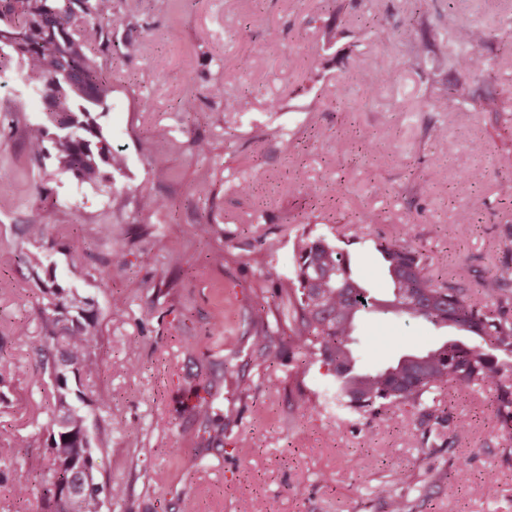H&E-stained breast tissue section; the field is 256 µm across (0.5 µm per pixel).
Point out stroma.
Masks as SVG:
<instances>
[{
    "label": "stroma",
    "instance_id": "stroma-1",
    "mask_svg": "<svg viewBox=\"0 0 512 512\" xmlns=\"http://www.w3.org/2000/svg\"><path fill=\"white\" fill-rule=\"evenodd\" d=\"M133 5L100 58L111 85L100 124L126 158L120 191L31 156L25 132L46 123L44 101L19 66L0 73V430L28 440L0 447V512H42L50 386L14 336L21 323L40 334L36 256L92 300L102 328V371L83 409L108 440L94 454L96 478L125 489L103 512H242L254 500L264 512H389L391 490L404 494L407 512H512V457L490 393L453 394L458 430L426 442L405 411L367 419L337 408L326 366L281 340L256 344L253 323L262 304L287 324L279 285L294 275L303 233L342 243L379 296L389 283L374 240L407 224L437 284L473 288L512 265V118L479 107L490 93L512 97V68L476 79L453 66L458 48L446 43L460 25L497 27L512 0H364L337 14L320 0ZM314 14L319 22L308 25ZM423 15L438 49L412 67L413 50L390 23ZM127 37L140 44L129 60L118 48ZM386 58L395 76L378 87ZM215 82L243 99L242 112L207 98ZM459 84L472 91L462 110L428 111L434 91ZM187 98L195 111L183 110ZM158 127L165 138L154 137ZM441 133L453 146L446 154L435 148ZM203 179L206 196L195 191ZM245 179L248 197L235 190ZM302 181L315 195L299 193ZM148 194L164 208L142 209ZM464 213L469 223H459ZM363 217V237L352 238ZM29 224L47 225V237L29 236ZM116 247L127 254L120 270L110 264ZM452 334L369 314L356 350L380 366ZM101 393L109 407L99 406ZM195 394L208 419L187 407ZM305 398L320 402L319 413H303ZM21 481L31 491L20 502L11 490Z\"/></svg>",
    "mask_w": 512,
    "mask_h": 512
}]
</instances>
